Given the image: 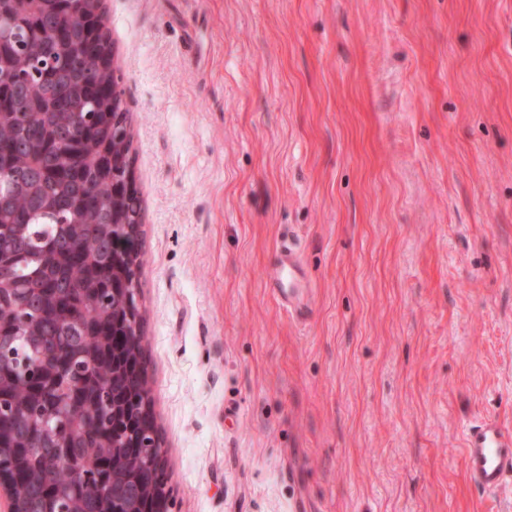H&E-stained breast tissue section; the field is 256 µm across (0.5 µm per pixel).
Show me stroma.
<instances>
[{"label": "stroma", "mask_w": 512, "mask_h": 512, "mask_svg": "<svg viewBox=\"0 0 512 512\" xmlns=\"http://www.w3.org/2000/svg\"><path fill=\"white\" fill-rule=\"evenodd\" d=\"M102 5L168 512H512V0ZM270 279L282 286L284 281H288V291L280 290L282 301L288 304L289 309L293 308L299 315H304L308 308L309 298L305 301L304 295L298 289L311 287L303 279L301 263L292 246L283 245L280 248L277 263L270 273ZM464 466L469 480L482 492L496 493L512 485V429L484 419L465 437Z\"/></svg>", "instance_id": "obj_1"}]
</instances>
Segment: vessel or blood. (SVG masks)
I'll return each instance as SVG.
<instances>
[{
  "mask_svg": "<svg viewBox=\"0 0 512 512\" xmlns=\"http://www.w3.org/2000/svg\"><path fill=\"white\" fill-rule=\"evenodd\" d=\"M270 277L282 285L284 302L297 313H305L308 303L301 292L305 281L292 246L281 247ZM463 459L469 480L481 491L495 493L511 486L512 428L494 419L482 420L466 434Z\"/></svg>",
  "mask_w": 512,
  "mask_h": 512,
  "instance_id": "vessel-or-blood-1",
  "label": "vessel or blood"
}]
</instances>
